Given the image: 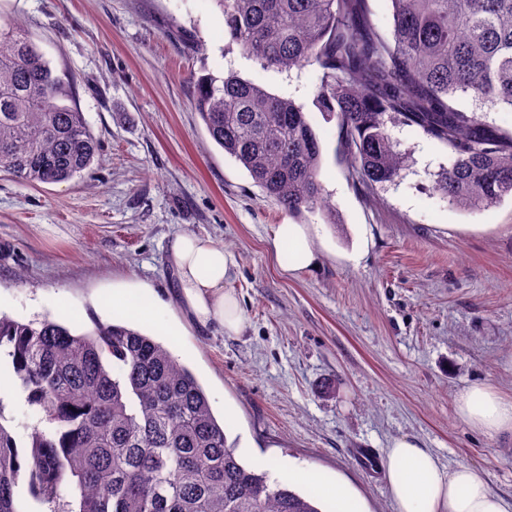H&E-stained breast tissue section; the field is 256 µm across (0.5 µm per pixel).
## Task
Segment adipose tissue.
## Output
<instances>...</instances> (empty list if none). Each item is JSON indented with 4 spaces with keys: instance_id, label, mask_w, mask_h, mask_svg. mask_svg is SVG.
Masks as SVG:
<instances>
[{
    "instance_id": "obj_1",
    "label": "adipose tissue",
    "mask_w": 512,
    "mask_h": 512,
    "mask_svg": "<svg viewBox=\"0 0 512 512\" xmlns=\"http://www.w3.org/2000/svg\"><path fill=\"white\" fill-rule=\"evenodd\" d=\"M269 251L281 273L295 277L319 264L321 253L307 224L274 228ZM169 255L179 297L199 325L217 324L225 334L240 335L245 319L231 289L238 270L235 255L191 233L175 235ZM459 415L474 428L494 436L512 431V400L475 383L457 396ZM396 512H512V500L494 494L485 475L468 466L450 468L418 439L394 438L382 461Z\"/></svg>"
}]
</instances>
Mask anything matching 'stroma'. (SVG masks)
<instances>
[{
	"instance_id": "stroma-1",
	"label": "stroma",
	"mask_w": 512,
	"mask_h": 512,
	"mask_svg": "<svg viewBox=\"0 0 512 512\" xmlns=\"http://www.w3.org/2000/svg\"><path fill=\"white\" fill-rule=\"evenodd\" d=\"M22 24L101 143L91 175L26 184L0 173V312L81 330L123 322L112 292L157 305L142 332L201 382L247 465L307 469L356 495L365 512H395L384 474L356 461L402 435L449 467L480 469L512 498V433L464 422L456 397L480 381L512 398V201L480 212L434 190L448 150L408 127L399 181L367 195L339 151V129L313 104L315 67L263 69L224 34L217 0H0ZM235 71L303 105L322 143L318 268L283 276L268 251L293 218L210 138L191 75ZM206 237L238 260L245 329L198 325L177 298L168 246ZM16 435L40 417L0 382Z\"/></svg>"
}]
</instances>
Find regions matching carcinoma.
Segmentation results:
<instances>
[{"label":"carcinoma","mask_w":512,"mask_h":512,"mask_svg":"<svg viewBox=\"0 0 512 512\" xmlns=\"http://www.w3.org/2000/svg\"><path fill=\"white\" fill-rule=\"evenodd\" d=\"M224 34L265 70L319 71L313 99L336 118L353 181L368 194L402 178L409 152L389 127L448 149L434 189L453 208L512 197V0H218ZM211 139L288 213L336 223L320 181L322 144L303 106L230 71L195 75ZM61 79L14 20L0 22V170L22 183L91 174L100 144ZM472 101V108L464 100ZM43 413L19 440L0 400V512H323L317 499L244 464L195 375L124 323L77 331L0 315V376ZM71 496L74 502L66 500Z\"/></svg>","instance_id":"carcinoma-1"}]
</instances>
